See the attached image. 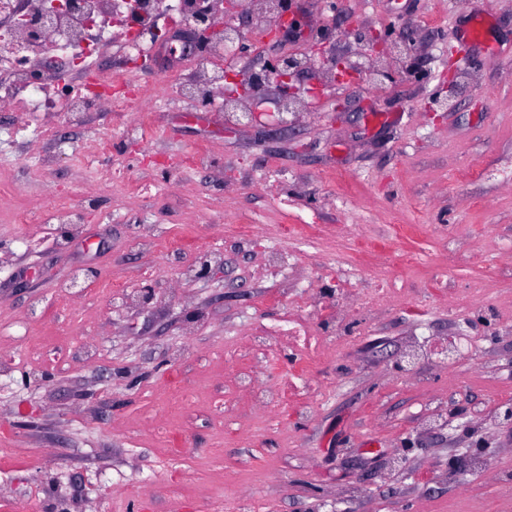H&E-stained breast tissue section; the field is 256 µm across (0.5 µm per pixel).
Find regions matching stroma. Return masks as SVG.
<instances>
[{
	"mask_svg": "<svg viewBox=\"0 0 512 512\" xmlns=\"http://www.w3.org/2000/svg\"><path fill=\"white\" fill-rule=\"evenodd\" d=\"M282 2L279 40L231 21L239 73L305 56L287 125L186 105L117 41L111 108L0 110L12 512H512V0ZM369 30L417 56L324 85L310 45L361 62ZM451 336L476 353L419 349Z\"/></svg>",
	"mask_w": 512,
	"mask_h": 512,
	"instance_id": "stroma-1",
	"label": "stroma"
}]
</instances>
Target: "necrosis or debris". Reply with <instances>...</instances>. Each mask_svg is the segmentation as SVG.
Instances as JSON below:
<instances>
[{"label": "necrosis or debris", "mask_w": 512, "mask_h": 512, "mask_svg": "<svg viewBox=\"0 0 512 512\" xmlns=\"http://www.w3.org/2000/svg\"><path fill=\"white\" fill-rule=\"evenodd\" d=\"M161 0H146L136 11L127 0H79L50 24L33 19L50 7L49 0H0V108L16 112H75L86 105H111L108 97H77L55 86L54 78L34 82L33 72L55 57L89 70L102 45L121 34L129 56L152 54L157 48L153 18Z\"/></svg>", "instance_id": "necrosis-or-debris-1"}]
</instances>
